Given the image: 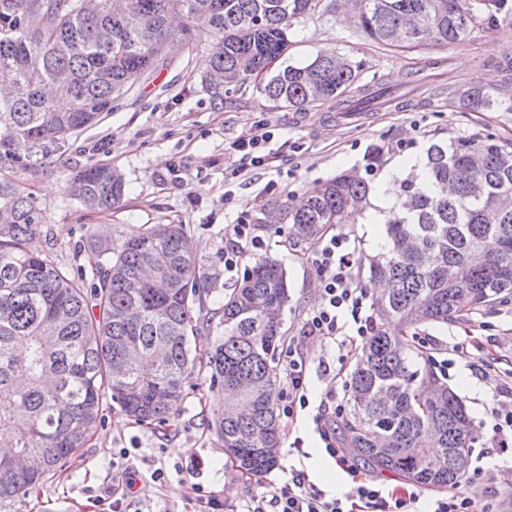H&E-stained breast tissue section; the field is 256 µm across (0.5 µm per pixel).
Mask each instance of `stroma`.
Wrapping results in <instances>:
<instances>
[{
    "label": "stroma",
    "mask_w": 512,
    "mask_h": 512,
    "mask_svg": "<svg viewBox=\"0 0 512 512\" xmlns=\"http://www.w3.org/2000/svg\"><path fill=\"white\" fill-rule=\"evenodd\" d=\"M510 28L512 9L499 14L495 23L477 21L459 44L385 49L349 17L345 0H323L320 12L291 27L288 51L276 66L309 62L326 49L364 61L362 82L376 97L359 123L344 118V106L336 101L302 111L274 107L253 80L216 101L207 88L204 65L212 40L202 37L194 46L176 41L167 47L163 65L115 99L98 124L59 150L40 154L19 149L30 168L0 167V178L32 196L45 216L37 248L49 250L71 271L89 267L90 232L119 240L159 223L186 225L203 263L220 270L224 250L233 244L224 234L225 225H255L268 246L262 253L244 251L242 262L251 264L265 254L285 268L292 301L281 332L288 337L316 306L313 288L319 280L307 253L286 246L285 229L259 225L263 208L288 196L301 198L341 172L364 169L371 148L383 150L376 165L381 171L402 157L426 152L433 143L487 137L512 142V112H467L457 102L471 83L502 85L495 62L512 54V42L503 38ZM264 126L274 134V166L252 170L245 180L226 179L238 158L235 142ZM92 163L123 174L125 197L118 209L93 213L67 192L71 172ZM417 333L447 349L454 361L448 385L472 420L473 448L487 451L489 462L512 467V451L494 448L481 426L493 404L495 384L512 386V299L463 311L445 324L420 325ZM484 351L496 358L492 384L477 369ZM307 353L311 362L325 360L331 366L329 375L311 378L310 399L316 404L328 389L347 381L355 357L320 340L311 342ZM192 382L178 414L161 426L135 423L116 404L104 405L97 427L71 461L46 473L36 492L0 500V512H99V498L112 489L118 450L135 443L140 446L139 470L160 468L165 477L137 485L133 497L122 503L124 512H201L203 499L211 496L231 512L258 482L280 483L291 456L281 454L278 467L261 478L242 475L205 425L215 408V392L203 377ZM290 434L305 441L309 456L304 470L310 483L339 494L349 489V476L325 453L311 414L299 417Z\"/></svg>",
    "instance_id": "35a3bbf8"
}]
</instances>
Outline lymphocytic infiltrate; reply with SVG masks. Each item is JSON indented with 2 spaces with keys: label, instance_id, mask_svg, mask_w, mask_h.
Wrapping results in <instances>:
<instances>
[{
  "label": "lymphocytic infiltrate",
  "instance_id": "f902f5d3",
  "mask_svg": "<svg viewBox=\"0 0 512 512\" xmlns=\"http://www.w3.org/2000/svg\"><path fill=\"white\" fill-rule=\"evenodd\" d=\"M270 132H256L239 139L235 149L239 160L229 175L238 178L246 171L270 166L276 160L268 144ZM312 264L321 284V300L310 309L294 336L280 352L282 383L278 390V412L288 421L313 410L316 432L326 453L352 479L348 492L331 497L308 483L304 468L289 465L288 477L270 494L252 493L241 512H420L421 491L387 489L376 480L362 477L357 460L336 439V420L345 412V393L329 389L318 406L309 398L310 361L307 346L311 340H338L357 348L372 336L374 320L368 289L353 277L355 250L346 234H324L312 255Z\"/></svg>",
  "mask_w": 512,
  "mask_h": 512
}]
</instances>
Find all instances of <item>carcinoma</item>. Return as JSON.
Returning <instances> with one entry per match:
<instances>
[{"label": "carcinoma", "instance_id": "obj_1", "mask_svg": "<svg viewBox=\"0 0 512 512\" xmlns=\"http://www.w3.org/2000/svg\"><path fill=\"white\" fill-rule=\"evenodd\" d=\"M464 0H351L361 29L381 47L425 48L464 41L476 15ZM321 0H0V164L20 142L60 148L112 111L132 79L152 71L166 44L202 34L213 98L264 74L265 97L283 107L338 98L365 63L327 51L303 66L271 64L288 31ZM174 15L184 24L169 26ZM479 112L511 108L512 97L479 83L458 97ZM427 177L411 175L386 221L383 251L361 259L386 288L372 298L378 320L361 347L340 426L346 448L376 473L446 490L465 480L472 421L457 394L407 332L448 323L512 293V142L458 139L427 149ZM93 211L123 203L124 177L104 164L67 179ZM371 186L342 173L299 199L276 202L262 224L288 225L296 248L356 221ZM44 216L33 199L0 182V498L26 493L66 465L115 402L143 425L175 416L196 369L222 398L207 421L238 470L278 465L281 423L276 353L288 279L261 258L234 287L197 258L184 224H149L119 243L91 241L90 274L59 267L33 246ZM216 296L218 307L207 306Z\"/></svg>", "mask_w": 512, "mask_h": 512}]
</instances>
